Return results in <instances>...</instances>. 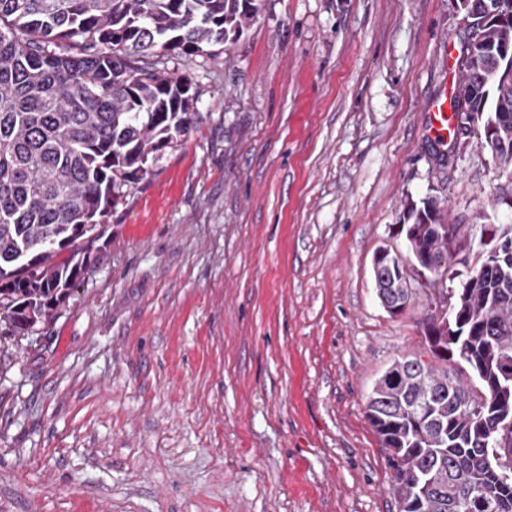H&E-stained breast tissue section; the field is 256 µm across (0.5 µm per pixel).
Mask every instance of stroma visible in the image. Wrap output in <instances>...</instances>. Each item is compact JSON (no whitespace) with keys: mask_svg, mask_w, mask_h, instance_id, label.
Returning a JSON list of instances; mask_svg holds the SVG:
<instances>
[{"mask_svg":"<svg viewBox=\"0 0 512 512\" xmlns=\"http://www.w3.org/2000/svg\"><path fill=\"white\" fill-rule=\"evenodd\" d=\"M454 0H260L236 43L168 61L199 120L122 189L93 264L32 333L0 325V512H396L368 421L429 290L381 306L378 247L433 196L468 246L512 176L423 109L456 93Z\"/></svg>","mask_w":512,"mask_h":512,"instance_id":"35a3bbf8","label":"stroma"}]
</instances>
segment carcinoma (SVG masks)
Returning <instances> with one entry per match:
<instances>
[{"label": "carcinoma", "mask_w": 512, "mask_h": 512, "mask_svg": "<svg viewBox=\"0 0 512 512\" xmlns=\"http://www.w3.org/2000/svg\"><path fill=\"white\" fill-rule=\"evenodd\" d=\"M464 12V97L458 133L492 130L498 168L512 174V0L491 15ZM259 0H0V323L25 333L70 296L89 270L121 194L192 129L190 84L167 60L237 42ZM434 197L410 200L398 233L407 258L373 273L400 287L378 298L406 308L409 284L462 248L436 233ZM69 252V257L57 261ZM425 352L395 358L367 398V417L394 470L397 512H512V250L490 248L460 286ZM473 374L479 392L461 380Z\"/></svg>", "instance_id": "carcinoma-1"}]
</instances>
